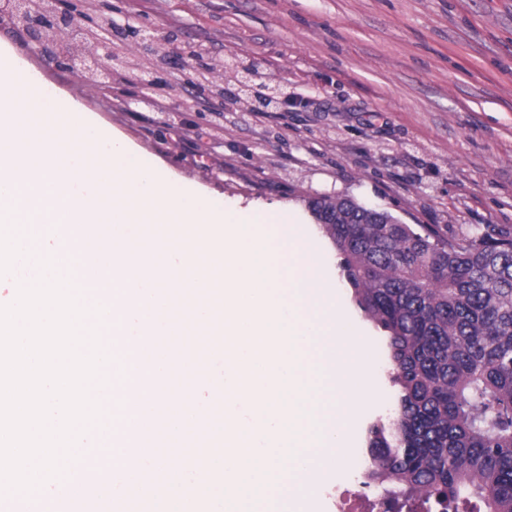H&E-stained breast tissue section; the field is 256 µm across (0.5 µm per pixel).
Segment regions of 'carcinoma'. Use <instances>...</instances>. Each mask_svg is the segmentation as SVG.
I'll list each match as a JSON object with an SVG mask.
<instances>
[{
	"instance_id": "obj_1",
	"label": "carcinoma",
	"mask_w": 512,
	"mask_h": 512,
	"mask_svg": "<svg viewBox=\"0 0 512 512\" xmlns=\"http://www.w3.org/2000/svg\"><path fill=\"white\" fill-rule=\"evenodd\" d=\"M306 204L396 393L367 429L365 484L512 512V230L450 239L349 196Z\"/></svg>"
}]
</instances>
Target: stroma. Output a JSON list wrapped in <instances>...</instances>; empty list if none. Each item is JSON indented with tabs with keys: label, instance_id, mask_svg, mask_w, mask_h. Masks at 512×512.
Listing matches in <instances>:
<instances>
[{
	"label": "stroma",
	"instance_id": "35a3bbf8",
	"mask_svg": "<svg viewBox=\"0 0 512 512\" xmlns=\"http://www.w3.org/2000/svg\"><path fill=\"white\" fill-rule=\"evenodd\" d=\"M158 37L203 46L223 102L172 85L151 93L126 75L91 85L41 55L11 17L0 45L71 95L173 177L220 196L226 210L281 211L318 257V274L373 363L350 448L309 512H335L331 485L359 484L367 423L388 414L374 330L349 304L336 254L305 211L311 195L351 196L449 236L512 226V0H71ZM278 90L265 116L252 91Z\"/></svg>",
	"mask_w": 512,
	"mask_h": 512
}]
</instances>
